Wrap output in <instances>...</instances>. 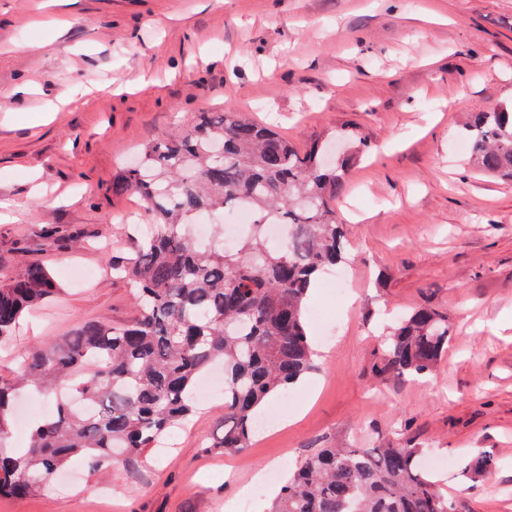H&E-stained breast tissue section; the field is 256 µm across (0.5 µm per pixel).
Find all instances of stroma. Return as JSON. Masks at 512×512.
Segmentation results:
<instances>
[{"label": "stroma", "mask_w": 512, "mask_h": 512, "mask_svg": "<svg viewBox=\"0 0 512 512\" xmlns=\"http://www.w3.org/2000/svg\"><path fill=\"white\" fill-rule=\"evenodd\" d=\"M46 0H0V270L41 260L60 294L0 349L135 313L112 273L127 224L148 216L112 177L146 144L232 109L300 149L361 126L370 151L344 175L338 221L348 243L345 294L321 276L308 307L317 369L250 448L227 455L224 395L201 399L171 443L109 474L72 459L44 491L0 497V512H225L258 469L287 474L308 448L413 440L444 460L433 470L457 512H512V180L472 172L470 113L512 102V0H57L63 32L33 19ZM27 84L29 92L16 96ZM79 106L29 120L62 91ZM47 192L34 203L32 188ZM84 228L87 243L50 249L43 226ZM421 305L447 313L432 373L379 375L382 341ZM498 461L466 480L469 458Z\"/></svg>", "instance_id": "1"}]
</instances>
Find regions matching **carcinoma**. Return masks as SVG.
I'll return each instance as SVG.
<instances>
[{"label":"carcinoma","instance_id":"obj_1","mask_svg":"<svg viewBox=\"0 0 512 512\" xmlns=\"http://www.w3.org/2000/svg\"><path fill=\"white\" fill-rule=\"evenodd\" d=\"M469 133L473 167L512 179V109L474 113ZM342 137L361 154L370 149L357 126ZM332 140L301 152L238 112H200L114 175L112 194L140 198L151 218L146 231L132 225L133 249L112 257L113 274L133 284L136 316L119 326L89 323L16 354L13 380L0 382V442L15 397L27 387L50 395L64 381L85 407L60 399L53 416L32 420L25 447L0 445V495L41 490L74 457L96 473L118 454L127 459L157 447L193 414L196 382L217 361L224 363V434L211 447L236 454L251 445L268 400L315 370L306 300L317 274L347 254L336 220L338 168L347 161L324 165ZM242 202L256 220L234 247L203 246L188 235L197 217L222 218ZM269 224L287 225L288 240L272 243ZM84 234L42 229L59 248ZM59 292L36 259L13 275L0 273V344L14 336L25 312ZM448 333L445 313L414 309L386 339L374 371L431 372ZM422 452L408 440L311 448L269 512H456L422 469ZM496 466L494 456L481 453L463 475L489 477Z\"/></svg>","mask_w":512,"mask_h":512}]
</instances>
